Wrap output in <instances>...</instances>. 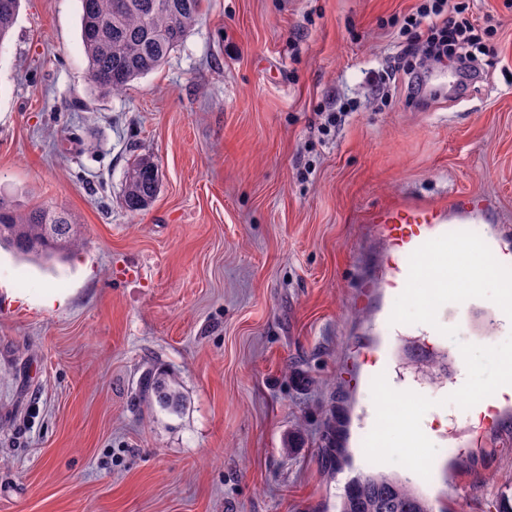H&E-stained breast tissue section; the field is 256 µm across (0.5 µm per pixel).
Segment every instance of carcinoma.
I'll return each instance as SVG.
<instances>
[{
  "label": "carcinoma",
  "instance_id": "obj_1",
  "mask_svg": "<svg viewBox=\"0 0 512 512\" xmlns=\"http://www.w3.org/2000/svg\"><path fill=\"white\" fill-rule=\"evenodd\" d=\"M205 0H81V40L88 61L87 80L100 92L119 91L157 70L181 45L203 13ZM20 0H0V46L8 39ZM124 204L131 213L155 199L160 177L147 157L130 163ZM55 229L47 231L45 225ZM81 245L68 214L47 204L19 210L0 199V247L23 260H63ZM156 397L176 406L178 393L163 379ZM338 512H434L432 504L407 479L369 473L349 485Z\"/></svg>",
  "mask_w": 512,
  "mask_h": 512
}]
</instances>
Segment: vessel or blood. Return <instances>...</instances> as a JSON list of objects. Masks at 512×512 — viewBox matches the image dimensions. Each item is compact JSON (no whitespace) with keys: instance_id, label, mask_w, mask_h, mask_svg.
Here are the masks:
<instances>
[{"instance_id":"1","label":"vessel or blood","mask_w":512,"mask_h":512,"mask_svg":"<svg viewBox=\"0 0 512 512\" xmlns=\"http://www.w3.org/2000/svg\"><path fill=\"white\" fill-rule=\"evenodd\" d=\"M482 199L474 195L451 201H392L372 210L366 217L390 247L385 256L386 272L380 288L402 293L409 274L411 254L429 240L446 233L467 230L484 212Z\"/></svg>"}]
</instances>
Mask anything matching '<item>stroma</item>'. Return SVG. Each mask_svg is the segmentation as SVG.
Here are the masks:
<instances>
[{
  "label": "stroma",
  "instance_id": "stroma-1",
  "mask_svg": "<svg viewBox=\"0 0 512 512\" xmlns=\"http://www.w3.org/2000/svg\"><path fill=\"white\" fill-rule=\"evenodd\" d=\"M497 65L465 96L387 97L419 0H207L184 42L123 91L87 81L81 0H22L0 50V196L69 214L82 245L31 264L0 249V512H336L352 480L411 479L450 512H494L512 490V402L494 426L447 403L459 346L512 336L498 306L439 314L441 364L385 331L371 293L385 245L369 210L393 197L479 194L470 230L512 231V0H469ZM341 121L323 132L326 113ZM160 190L133 214L129 163ZM53 305H46V298ZM387 347L402 390L445 424L431 475L366 459L372 379ZM169 374L174 411L145 397ZM351 454L321 465L330 432ZM130 171L133 176L129 180L126 177L123 197L126 209L136 214L145 210L154 201L159 190L160 177L157 166L147 157L134 158L127 174Z\"/></svg>",
  "mask_w": 512,
  "mask_h": 512
}]
</instances>
